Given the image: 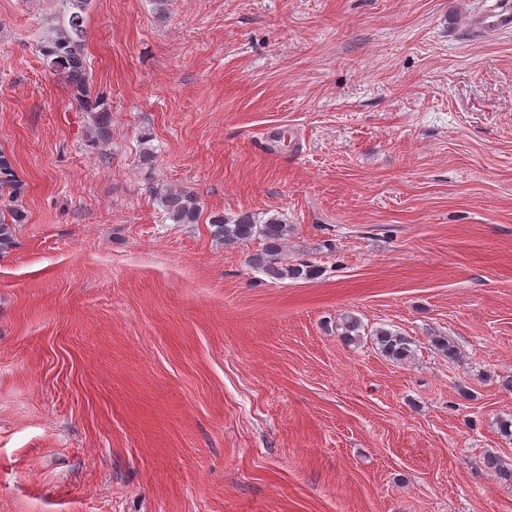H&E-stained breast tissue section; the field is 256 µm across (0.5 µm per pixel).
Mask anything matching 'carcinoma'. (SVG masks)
Segmentation results:
<instances>
[{"label": "carcinoma", "instance_id": "carcinoma-1", "mask_svg": "<svg viewBox=\"0 0 512 512\" xmlns=\"http://www.w3.org/2000/svg\"><path fill=\"white\" fill-rule=\"evenodd\" d=\"M68 10L63 23L48 41L43 50L51 69L61 75L71 95L84 111L91 113L93 122L102 135L107 133L109 110L107 100L92 96L84 55L86 41L85 10L88 0H66ZM23 193V184L17 180L12 159L0 151V195H9L17 202ZM164 218L173 224H195L201 208L197 195L182 189L167 188L159 194ZM25 215L19 207L0 213V254L15 244L17 225L24 222ZM211 234L226 245L248 243L254 239L263 242L260 250L250 255V266L266 277L276 280H310L316 278L319 266L307 261L292 263L284 253L291 225L280 214L259 218L254 213L242 212L235 216L224 214L210 218ZM375 341L381 352L394 361H408L414 356L413 341L397 331L380 328L375 332ZM432 343L448 362L457 361L460 355L453 340L446 336H435ZM487 468L497 479L512 484V464L497 455L489 454L485 460Z\"/></svg>", "mask_w": 512, "mask_h": 512}]
</instances>
